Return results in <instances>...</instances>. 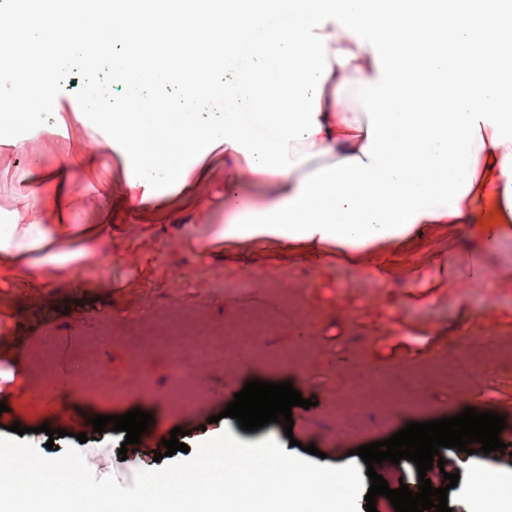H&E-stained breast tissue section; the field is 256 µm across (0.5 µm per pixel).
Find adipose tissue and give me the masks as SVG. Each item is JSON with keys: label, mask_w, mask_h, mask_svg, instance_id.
I'll return each mask as SVG.
<instances>
[{"label": "adipose tissue", "mask_w": 512, "mask_h": 512, "mask_svg": "<svg viewBox=\"0 0 512 512\" xmlns=\"http://www.w3.org/2000/svg\"><path fill=\"white\" fill-rule=\"evenodd\" d=\"M327 35V58L331 71L322 83L320 110L316 119L319 133L307 140L290 143V151L303 153L325 152L329 163L361 156L368 142V122L341 105L339 88L347 74H357L360 80L377 82L380 71L370 45H359L356 37L344 32L335 21H326L321 29ZM493 129L482 125L472 146L477 160L473 185L457 202L459 212L450 215L446 210L424 215L400 234H391L363 245L342 243L313 235L300 240L282 235L257 233L247 237L223 236L215 233L214 242L225 249L246 254L254 249L289 252L300 257L336 258L355 268L376 264L388 269L390 259L402 253L410 244L434 227L461 225L476 230L486 250L495 249L501 242L512 239V144L493 145ZM87 162L117 161L115 181L123 188L122 207L127 218L153 224L188 208H197L199 189L208 184L214 169L225 159H233L235 167L225 176L224 197L235 203L237 214L265 212L283 200L294 198L304 177L313 167L303 162L288 173L272 174L252 171L243 153L224 143L209 151L204 158L189 166L185 183L176 191L160 196H145L142 186H129L127 161L120 158L118 149L106 143L103 136H91L83 150ZM496 196L498 204L490 213H483L486 195ZM71 187L64 170L46 173L36 185L18 193L16 205L24 221L0 227V271L31 288H46L54 284L60 271H67L73 294L82 293L88 286L73 259L95 253L97 243L112 224L104 218L96 224H79L71 209ZM51 201L54 223L45 224L39 218L44 201Z\"/></svg>", "instance_id": "obj_1"}]
</instances>
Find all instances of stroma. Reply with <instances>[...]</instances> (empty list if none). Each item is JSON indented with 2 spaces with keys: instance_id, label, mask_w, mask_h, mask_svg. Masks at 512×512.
<instances>
[{
  "instance_id": "35a3bbf8",
  "label": "stroma",
  "mask_w": 512,
  "mask_h": 512,
  "mask_svg": "<svg viewBox=\"0 0 512 512\" xmlns=\"http://www.w3.org/2000/svg\"><path fill=\"white\" fill-rule=\"evenodd\" d=\"M93 133L92 127L77 123L57 126L42 136L34 161L8 148L0 150V207H13L16 192L36 171L67 168L78 223H98L105 193L114 197L111 232L103 235L96 254L82 260L89 279H98L94 266L103 255L118 252L129 261L113 273L110 287L88 289L78 300L60 281L34 294L0 281V338L10 355L9 360L0 359V368L17 372L13 383L0 382V392L15 396L8 412L0 414V424L27 427V441L40 451L50 441L66 449L73 434L89 433L80 449L91 471L128 486L137 471L156 469L153 454L173 428L184 430V444L194 448L212 416L218 429L229 430L241 442L272 438L286 448L297 440L324 452L325 465L341 467L349 464V451L387 439L408 423L452 417L473 407L505 416L500 438L507 454L488 459L444 447L440 454L445 469L427 471V479L437 480L443 471L458 474L457 486L448 492L449 508L479 512L481 505L470 494L474 472H491L500 480L512 476V240L487 257L497 280L481 283L471 278L479 240L456 226L430 231L384 275L373 267L358 272L342 262L304 260L282 252L239 258L218 248L205 254L197 237L188 233L199 224L195 211L156 224L134 223L123 213L120 189L109 186L113 172L107 165L69 166ZM374 303L379 310L373 314L369 307ZM475 307L495 312L493 330H481L471 320ZM252 316L269 331L266 351L242 366L210 369L208 382L198 383L199 394L192 402H173L161 391L144 396L134 389L133 364L145 363L161 388L167 362L159 349L127 344L129 328L147 326L157 317L194 323L205 331L220 324L224 350L230 354L244 341L240 322ZM289 345L308 351V358L282 361L279 350ZM87 348L97 351L124 393L106 402L75 379L67 402H58L60 361L77 366ZM466 353L486 356L469 396L448 375L449 366ZM365 368L385 376L384 400L409 393L411 382L418 379L424 387L410 408L348 409L345 393ZM253 379L291 382L310 400L309 408L293 407L292 435H285L278 423L248 432L224 416L235 393ZM136 408L153 415L140 443L125 445L121 431L93 435L90 417ZM44 423L64 430V437L48 439L39 430Z\"/></svg>"
}]
</instances>
